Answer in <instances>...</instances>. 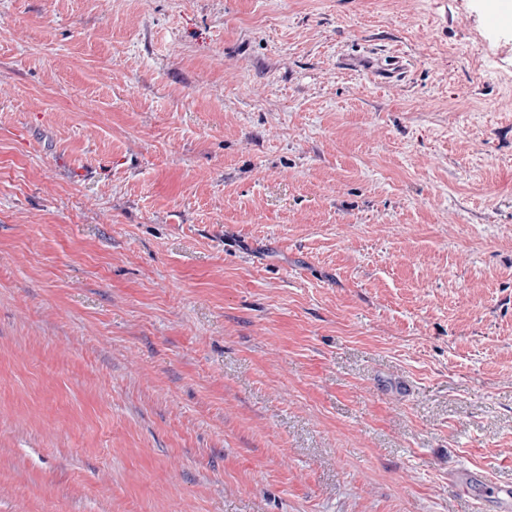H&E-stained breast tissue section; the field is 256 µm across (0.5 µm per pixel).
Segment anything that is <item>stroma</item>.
<instances>
[{
	"label": "stroma",
	"mask_w": 512,
	"mask_h": 512,
	"mask_svg": "<svg viewBox=\"0 0 512 512\" xmlns=\"http://www.w3.org/2000/svg\"><path fill=\"white\" fill-rule=\"evenodd\" d=\"M509 102L494 0H0V512H498Z\"/></svg>",
	"instance_id": "1"
}]
</instances>
